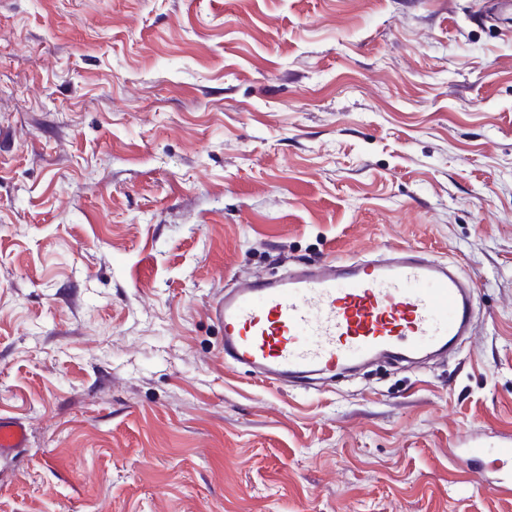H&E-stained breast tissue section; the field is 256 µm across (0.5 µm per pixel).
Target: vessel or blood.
<instances>
[{"mask_svg":"<svg viewBox=\"0 0 512 512\" xmlns=\"http://www.w3.org/2000/svg\"><path fill=\"white\" fill-rule=\"evenodd\" d=\"M399 246L370 260L333 256L225 290L211 308L224 357L263 382L332 378L384 355L413 361L471 335L475 279ZM28 428L0 414V459L24 447Z\"/></svg>","mask_w":512,"mask_h":512,"instance_id":"vessel-or-blood-1","label":"vessel or blood"}]
</instances>
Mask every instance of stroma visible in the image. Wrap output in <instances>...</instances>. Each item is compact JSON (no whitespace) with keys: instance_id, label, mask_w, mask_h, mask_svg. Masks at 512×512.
Returning a JSON list of instances; mask_svg holds the SVG:
<instances>
[{"instance_id":"stroma-1","label":"stroma","mask_w":512,"mask_h":512,"mask_svg":"<svg viewBox=\"0 0 512 512\" xmlns=\"http://www.w3.org/2000/svg\"><path fill=\"white\" fill-rule=\"evenodd\" d=\"M487 2L0 0V512H512L474 480L512 435ZM405 245L479 283L447 356L225 366V288ZM28 439L27 425L21 420L0 413V459L23 448Z\"/></svg>"}]
</instances>
